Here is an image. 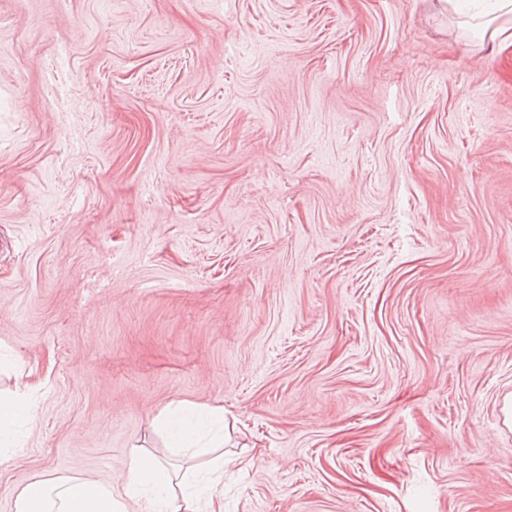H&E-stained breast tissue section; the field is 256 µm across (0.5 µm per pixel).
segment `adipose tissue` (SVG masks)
I'll use <instances>...</instances> for the list:
<instances>
[{
    "label": "adipose tissue",
    "instance_id": "obj_1",
    "mask_svg": "<svg viewBox=\"0 0 512 512\" xmlns=\"http://www.w3.org/2000/svg\"><path fill=\"white\" fill-rule=\"evenodd\" d=\"M29 384H22L8 398L0 397V464L16 454L10 437L14 426L24 419ZM220 406L197 408L180 404L158 419L177 448H194L208 453L205 444L209 422L221 421ZM224 476V458L216 456L213 467L197 480L177 487L167 467L152 453H132L127 465L126 494L144 502V512H201L202 490H216ZM14 512H125L110 489L97 481L80 477H45L21 488L14 499Z\"/></svg>",
    "mask_w": 512,
    "mask_h": 512
}]
</instances>
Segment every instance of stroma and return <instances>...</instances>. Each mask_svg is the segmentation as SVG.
Segmentation results:
<instances>
[{
	"label": "stroma",
	"mask_w": 512,
	"mask_h": 512,
	"mask_svg": "<svg viewBox=\"0 0 512 512\" xmlns=\"http://www.w3.org/2000/svg\"><path fill=\"white\" fill-rule=\"evenodd\" d=\"M485 0H0L23 486L224 409L222 512H512V48Z\"/></svg>",
	"instance_id": "35a3bbf8"
}]
</instances>
